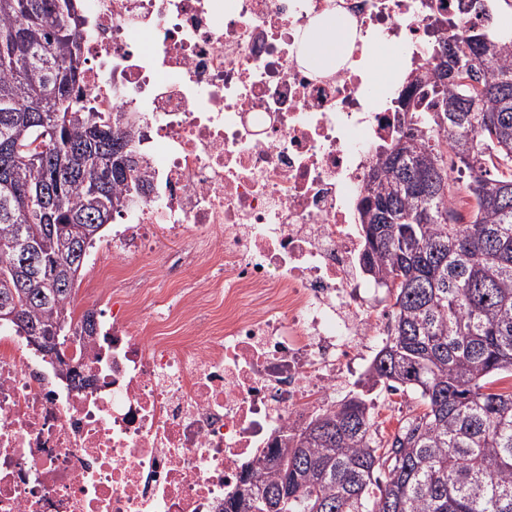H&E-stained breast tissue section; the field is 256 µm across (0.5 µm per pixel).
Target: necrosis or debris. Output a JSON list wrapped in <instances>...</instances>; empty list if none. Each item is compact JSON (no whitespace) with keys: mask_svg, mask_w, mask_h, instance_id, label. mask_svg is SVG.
<instances>
[{"mask_svg":"<svg viewBox=\"0 0 512 512\" xmlns=\"http://www.w3.org/2000/svg\"><path fill=\"white\" fill-rule=\"evenodd\" d=\"M468 0H81L82 91L135 124L147 183L104 245L110 349L82 375L0 330V512H221L246 464L329 405L391 313L362 277L357 204L406 134L397 97ZM353 38L327 70L321 26ZM397 65L378 82L373 49Z\"/></svg>","mask_w":512,"mask_h":512,"instance_id":"1","label":"necrosis or debris"}]
</instances>
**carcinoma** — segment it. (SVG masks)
I'll use <instances>...</instances> for the list:
<instances>
[{"label":"carcinoma","mask_w":512,"mask_h":512,"mask_svg":"<svg viewBox=\"0 0 512 512\" xmlns=\"http://www.w3.org/2000/svg\"><path fill=\"white\" fill-rule=\"evenodd\" d=\"M500 3L470 2L488 23L468 28L463 47L434 41L432 72L415 69L418 95L399 101L410 132L375 160L358 204L362 272L393 299L366 380L414 391L418 409L384 440L363 397L331 405L249 463L222 512H512V392L492 390L512 377V30L489 22ZM78 6L0 0V147L14 151L0 169V296L22 223L56 295L27 288L15 299L61 347L95 243L87 229L144 187L129 123L92 110L79 90ZM69 155L74 166L58 172ZM42 184L53 238L20 220Z\"/></svg>","instance_id":"1"}]
</instances>
